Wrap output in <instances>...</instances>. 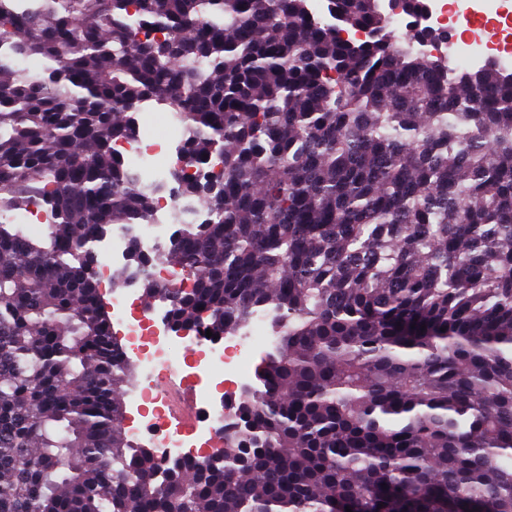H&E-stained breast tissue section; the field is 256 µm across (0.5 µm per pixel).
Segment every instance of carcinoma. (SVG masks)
Returning <instances> with one entry per match:
<instances>
[{
    "instance_id": "cac0c4a2",
    "label": "carcinoma",
    "mask_w": 512,
    "mask_h": 512,
    "mask_svg": "<svg viewBox=\"0 0 512 512\" xmlns=\"http://www.w3.org/2000/svg\"><path fill=\"white\" fill-rule=\"evenodd\" d=\"M328 5L366 38L307 0H0V512H512V76ZM154 98L205 219L129 266L182 330L275 336L224 447L166 464L89 273L149 219L113 142ZM39 203L42 240L11 220ZM151 274L160 288L178 289L184 288L186 280L180 270L168 267L166 265H155Z\"/></svg>"
}]
</instances>
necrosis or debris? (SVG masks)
I'll use <instances>...</instances> for the list:
<instances>
[{"instance_id":"4bbe7bcc","label":"necrosis or debris","mask_w":512,"mask_h":512,"mask_svg":"<svg viewBox=\"0 0 512 512\" xmlns=\"http://www.w3.org/2000/svg\"><path fill=\"white\" fill-rule=\"evenodd\" d=\"M419 24L453 32L454 37L438 45L413 44L412 49L418 55L441 56L453 64L462 60L475 69L492 61L504 71H512L511 8L499 6L491 17L476 11L465 15L459 9V0H427ZM491 24L502 31L498 40L483 36ZM117 149L149 182L160 185L161 190L153 196L149 223L117 225L109 237L97 241L96 277L102 283L110 281L113 268L127 266L132 248L153 253L164 238L177 233L179 225L197 222L203 214L198 202L183 195L172 177L175 170L186 165L181 146L171 145L161 137L148 141L140 136L118 144ZM160 157L165 160L161 167L156 164ZM138 285V278H131L126 288L113 294L112 317L124 329L126 359L139 366L143 377V387L136 398L153 406L142 430L150 437L155 455L161 459L187 456L195 454L197 446L222 443L225 424L238 418L239 393L252 384L247 366L263 358L270 347L262 335V316H255L246 326L215 339L193 330L184 332L175 342L169 337L167 305L139 306ZM215 364L224 368L223 386L220 394L208 395L209 406L197 425L186 429L166 419L167 403L159 382L180 376L210 388L209 371Z\"/></svg>"}]
</instances>
